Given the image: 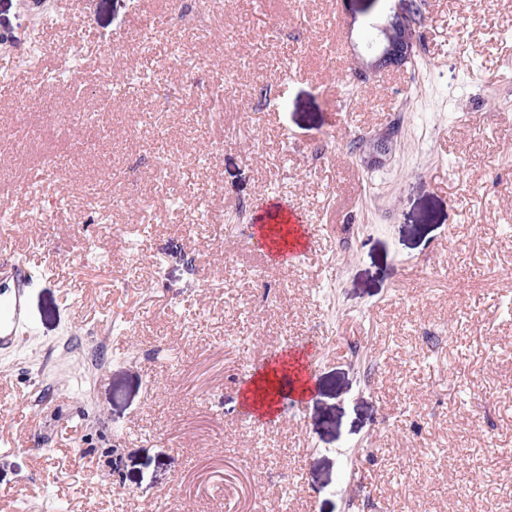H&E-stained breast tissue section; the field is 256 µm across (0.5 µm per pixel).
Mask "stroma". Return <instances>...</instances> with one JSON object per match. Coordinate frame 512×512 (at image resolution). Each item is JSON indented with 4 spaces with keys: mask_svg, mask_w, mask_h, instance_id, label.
<instances>
[{
    "mask_svg": "<svg viewBox=\"0 0 512 512\" xmlns=\"http://www.w3.org/2000/svg\"><path fill=\"white\" fill-rule=\"evenodd\" d=\"M56 2L68 25L0 0V129L43 133L0 147V240L35 272L0 512H512V0H425L414 64L363 83L368 29L415 0H224L204 40L166 0ZM393 123L367 166L354 141ZM277 204L310 259L219 227ZM290 348L310 395L246 422L244 373ZM397 133L398 130L392 125L379 132L375 137L376 143L374 150L370 151L365 157L366 162L370 164L383 163L392 148ZM282 219L288 221L290 227L294 229V234L291 239L296 237L299 241V243L293 241L294 245L290 247L288 255L298 259L299 262H303L315 250V242L312 239V235L309 233L308 229L301 231V221L293 214L288 215V213L283 212Z\"/></svg>",
    "mask_w": 512,
    "mask_h": 512,
    "instance_id": "1",
    "label": "stroma"
}]
</instances>
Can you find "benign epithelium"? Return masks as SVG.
Instances as JSON below:
<instances>
[{
	"instance_id": "7a95c632",
	"label": "benign epithelium",
	"mask_w": 512,
	"mask_h": 512,
	"mask_svg": "<svg viewBox=\"0 0 512 512\" xmlns=\"http://www.w3.org/2000/svg\"><path fill=\"white\" fill-rule=\"evenodd\" d=\"M419 39L418 27L412 23L409 11L393 13L386 21L374 26L372 37L366 41V54L356 57L355 75L366 78L404 67L412 60ZM397 133L392 125L379 132L375 137V148L366 156V162H384Z\"/></svg>"
}]
</instances>
